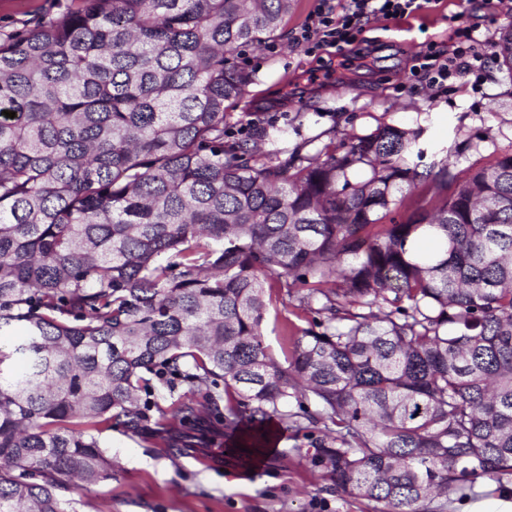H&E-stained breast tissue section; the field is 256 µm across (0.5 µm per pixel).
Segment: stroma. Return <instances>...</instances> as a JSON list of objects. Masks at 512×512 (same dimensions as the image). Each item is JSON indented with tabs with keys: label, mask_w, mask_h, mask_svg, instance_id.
<instances>
[{
	"label": "stroma",
	"mask_w": 512,
	"mask_h": 512,
	"mask_svg": "<svg viewBox=\"0 0 512 512\" xmlns=\"http://www.w3.org/2000/svg\"><path fill=\"white\" fill-rule=\"evenodd\" d=\"M320 0H295L282 38L261 50H246L240 64L252 82L225 124L246 134L257 117L288 118L289 145L312 155L332 138L366 135L378 127L418 128L425 163L460 147L454 171L492 164L512 153V71L488 56L480 85L452 78L447 89L431 90L413 65L417 55L450 49L447 16L464 13L468 25L489 41L512 29V0H442L401 21L368 24L359 36L364 65L335 64V49L306 52L293 34ZM317 84H308L311 73ZM313 313L278 293L264 324V342L282 357L285 335L310 328ZM320 429L304 424L275 434L276 448L256 462L245 461L228 435L200 433L177 448H162L150 431L116 426L102 440L112 458V477L61 491L75 512H377L375 502L333 490L324 469L307 456ZM444 512H512V481L481 480L473 493L453 497Z\"/></svg>",
	"instance_id": "obj_1"
}]
</instances>
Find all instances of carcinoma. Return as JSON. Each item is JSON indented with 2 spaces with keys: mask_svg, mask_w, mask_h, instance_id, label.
Returning a JSON list of instances; mask_svg holds the SVG:
<instances>
[{
  "mask_svg": "<svg viewBox=\"0 0 512 512\" xmlns=\"http://www.w3.org/2000/svg\"><path fill=\"white\" fill-rule=\"evenodd\" d=\"M293 6L53 0L0 33V337L22 328L0 345V512H73L58 491L112 478L114 425L173 448L228 412L262 448L300 426L291 402L325 431L311 464L378 512L512 477V154L422 170L421 130L393 125L311 159L262 151L264 126L224 146L238 55ZM273 286L320 316L282 363Z\"/></svg>",
  "mask_w": 512,
  "mask_h": 512,
  "instance_id": "cac0c4a2",
  "label": "carcinoma"
}]
</instances>
